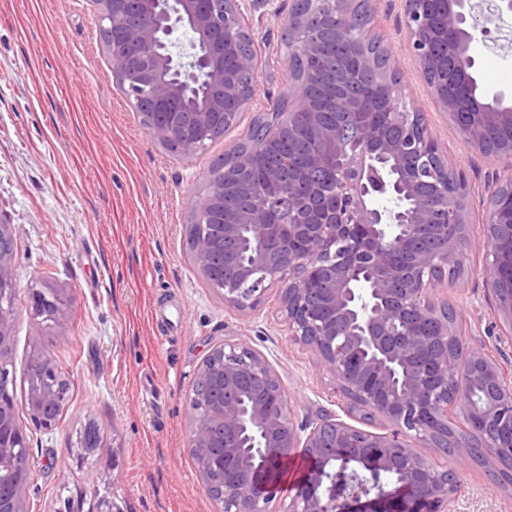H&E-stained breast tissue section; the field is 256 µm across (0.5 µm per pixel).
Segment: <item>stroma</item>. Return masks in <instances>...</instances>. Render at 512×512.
I'll return each mask as SVG.
<instances>
[{"instance_id":"obj_1","label":"stroma","mask_w":512,"mask_h":512,"mask_svg":"<svg viewBox=\"0 0 512 512\" xmlns=\"http://www.w3.org/2000/svg\"><path fill=\"white\" fill-rule=\"evenodd\" d=\"M293 0H269L253 14L262 69L254 109L270 111L288 94L277 65L284 54L276 12ZM375 32L394 51L404 93L433 113V132L448 165L462 171L472 222L464 279L448 286L463 343L485 344L512 370V335L496 331V299L478 270L489 244L482 222L490 158L469 150L428 96L407 49L401 0H373ZM96 0H0V218L17 229L14 262L15 371L33 348L46 350L71 381L56 426L34 425L24 394L18 421L31 448L29 512H59L76 487L112 474L125 512H219L189 452V397L210 349L229 340L263 355L279 374L297 423L347 417V401L313 353L290 341L270 288L249 315L225 307L186 245L189 197L203 196L209 166L237 144L233 131L190 157L172 156L145 130L112 75L98 33ZM475 77L486 94H512V13L492 38L473 43ZM62 289L65 314L33 320L32 287ZM101 428L98 457L77 464L71 449L88 421ZM422 454L456 467L461 490L453 512H512V486L487 464L456 465L442 449Z\"/></svg>"}]
</instances>
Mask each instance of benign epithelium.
I'll return each instance as SVG.
<instances>
[{
    "label": "benign epithelium",
    "mask_w": 512,
    "mask_h": 512,
    "mask_svg": "<svg viewBox=\"0 0 512 512\" xmlns=\"http://www.w3.org/2000/svg\"><path fill=\"white\" fill-rule=\"evenodd\" d=\"M409 46L425 81L438 73L430 38H450L448 54L456 62L453 94L429 85L441 111L456 122L458 103L473 94L476 34L494 15L512 13V0H490L478 20L472 0H403ZM100 40L115 77L143 117L148 133L161 145H176L184 155L207 146L221 119L224 132L247 124L248 143L232 151L224 169L202 198L188 205L195 223L186 225L189 253L198 271L211 281L217 256L224 279L217 293L238 312L255 310L269 288L280 285L281 312L289 339L309 348L319 369L336 381L349 408L362 418L379 417L388 431L377 434L326 417L298 424L278 373L251 348L226 341L214 347L197 372L203 387L217 397L200 410L189 399L192 420L189 447L198 476L224 512H272L276 501L268 476L282 471L295 456L306 460L282 512H448L457 474L428 462L420 447L448 441L456 456L497 469L512 463V374L486 346L456 348L458 334L448 324V299L436 293L448 282V263L466 261L470 216L463 183L448 186V162L425 114L398 94L399 68L390 46L360 55L388 108L399 135H387L359 110L366 100L352 95L341 102L349 124L316 111L308 98L288 100L286 112L253 111L254 84L243 86L224 68L232 55L237 69L255 76L261 61L248 18L250 0H96ZM360 0H320L312 15L296 7L283 20L307 56L320 41L321 21L336 23V38L348 47L372 33L375 11ZM192 36L184 52L168 45L174 31ZM250 120H245L246 114ZM311 127L314 145L306 152L310 183L285 176L279 165L266 176L279 194L293 201L296 220L271 224L265 215L239 203L224 207V194L239 195L243 178L261 163L285 133L301 140V124ZM512 126V97L500 92L479 108V117L460 129L466 143L481 154L490 129ZM502 174L488 199L512 189V152L493 154ZM389 187L409 206L381 211L372 205L378 190ZM489 257L482 269L495 293L512 288V208L486 207ZM17 236L0 219V512H26L30 491V455L25 429L17 419L8 368L14 339L18 286L14 275ZM34 383L27 412L37 426L56 425L53 410L63 397L43 383L55 374L41 349L30 358ZM478 388L481 404L462 405L465 434L448 438V406L460 392ZM395 481L378 489L381 476ZM64 512H123L112 495L97 498L88 510L83 499L68 498Z\"/></svg>",
    "instance_id": "7a95c632"
}]
</instances>
